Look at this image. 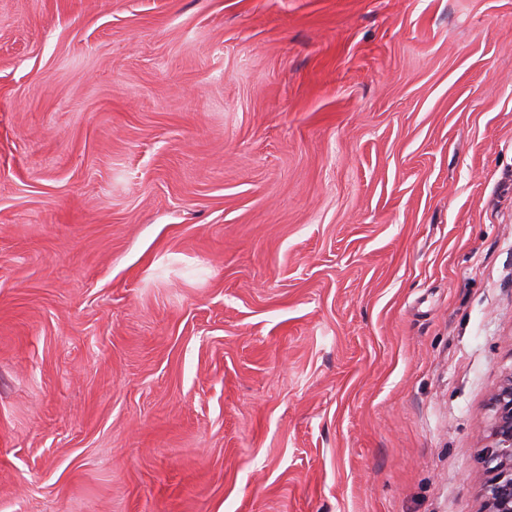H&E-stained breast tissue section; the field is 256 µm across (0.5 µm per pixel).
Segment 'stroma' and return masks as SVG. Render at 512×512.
Masks as SVG:
<instances>
[{
    "label": "stroma",
    "mask_w": 512,
    "mask_h": 512,
    "mask_svg": "<svg viewBox=\"0 0 512 512\" xmlns=\"http://www.w3.org/2000/svg\"><path fill=\"white\" fill-rule=\"evenodd\" d=\"M512 367V0H0V512H481Z\"/></svg>",
    "instance_id": "1"
}]
</instances>
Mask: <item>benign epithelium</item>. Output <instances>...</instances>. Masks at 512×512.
<instances>
[{
	"label": "benign epithelium",
	"instance_id": "1",
	"mask_svg": "<svg viewBox=\"0 0 512 512\" xmlns=\"http://www.w3.org/2000/svg\"><path fill=\"white\" fill-rule=\"evenodd\" d=\"M491 421L480 457L483 512H512V368L490 394Z\"/></svg>",
	"mask_w": 512,
	"mask_h": 512
}]
</instances>
